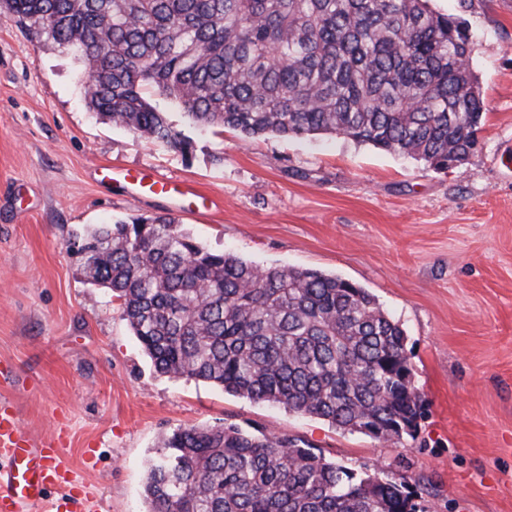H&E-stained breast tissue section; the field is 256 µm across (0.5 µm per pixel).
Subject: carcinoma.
Returning <instances> with one entry per match:
<instances>
[{
  "label": "carcinoma",
  "instance_id": "carcinoma-1",
  "mask_svg": "<svg viewBox=\"0 0 512 512\" xmlns=\"http://www.w3.org/2000/svg\"><path fill=\"white\" fill-rule=\"evenodd\" d=\"M2 15L80 53L90 110L183 155L190 141L146 89L192 124L343 135L434 168L469 158L483 113L465 22L429 0H0ZM80 249L157 373L344 431L414 435L405 330L351 281L212 252L166 216L101 224ZM144 496L147 512H415L376 471L236 424L163 435Z\"/></svg>",
  "mask_w": 512,
  "mask_h": 512
}]
</instances>
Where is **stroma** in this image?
Listing matches in <instances>:
<instances>
[{"instance_id":"1","label":"stroma","mask_w":512,"mask_h":512,"mask_svg":"<svg viewBox=\"0 0 512 512\" xmlns=\"http://www.w3.org/2000/svg\"><path fill=\"white\" fill-rule=\"evenodd\" d=\"M463 17L485 102L478 146L436 170L343 136L246 138L168 116L183 155L100 120L75 53L0 19V399L55 435L102 512H146V462L180 425L299 437L348 468L414 487L421 512H512V0H432ZM118 166L193 181L217 209L130 197ZM168 215L203 246L264 267L315 269L372 293L400 321L425 407L384 443L327 421L156 373L118 300L88 282L86 229Z\"/></svg>"}]
</instances>
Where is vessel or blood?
<instances>
[{
  "label": "vessel or blood",
  "instance_id": "obj_1",
  "mask_svg": "<svg viewBox=\"0 0 512 512\" xmlns=\"http://www.w3.org/2000/svg\"><path fill=\"white\" fill-rule=\"evenodd\" d=\"M130 188L149 187L177 199L198 197L188 182L174 183L149 172H112ZM90 486L80 481L55 440H30L20 428L13 405L0 401V512H75L78 500H90Z\"/></svg>",
  "mask_w": 512,
  "mask_h": 512
}]
</instances>
